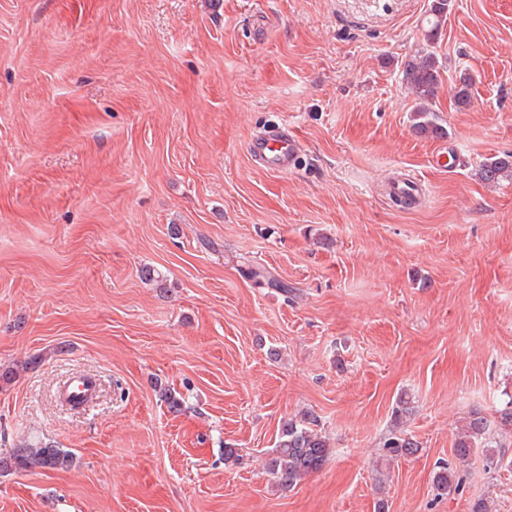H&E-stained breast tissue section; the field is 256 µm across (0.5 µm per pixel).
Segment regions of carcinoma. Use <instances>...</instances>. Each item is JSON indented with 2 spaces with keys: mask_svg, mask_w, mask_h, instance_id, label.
<instances>
[{
  "mask_svg": "<svg viewBox=\"0 0 512 512\" xmlns=\"http://www.w3.org/2000/svg\"><path fill=\"white\" fill-rule=\"evenodd\" d=\"M449 12V0H432L426 19L424 45L405 57L400 63L401 82L415 100L411 114L412 128L421 137L443 138L447 130L437 122L433 102L441 82L443 63L438 54L431 50ZM471 78L463 73L459 84L454 86L453 100L459 109L471 104ZM478 178L495 184L505 177L512 178V152L488 158L477 171ZM395 423H400L412 414L410 396L402 393L396 400L392 411ZM512 429V401L497 410L490 418L475 409L469 413L464 425L458 430L454 445L455 460L464 464L481 454L485 468L497 470L502 466H512V460L504 462V456L495 452L498 447L496 434ZM419 442L414 436L401 430L389 431L383 439L382 457L387 463L418 452ZM331 455L329 438L319 429V417L305 412L299 417L284 421L278 433V439L272 457L267 462V472L272 486L280 491L294 489L304 478L319 471ZM74 463L73 454L55 445L39 447L22 446L2 457L0 473L32 472L36 469L70 468ZM437 490L450 494L464 490V478L456 467L444 461L434 476Z\"/></svg>",
  "mask_w": 512,
  "mask_h": 512,
  "instance_id": "obj_1",
  "label": "carcinoma"
}]
</instances>
